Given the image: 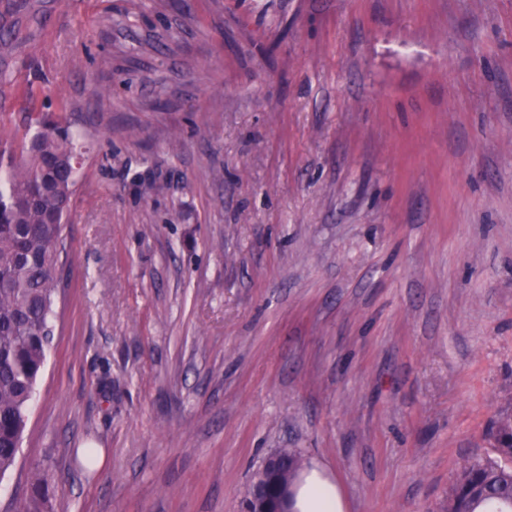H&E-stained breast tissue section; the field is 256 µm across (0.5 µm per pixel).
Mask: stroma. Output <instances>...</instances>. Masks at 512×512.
<instances>
[{
    "label": "stroma",
    "instance_id": "stroma-1",
    "mask_svg": "<svg viewBox=\"0 0 512 512\" xmlns=\"http://www.w3.org/2000/svg\"><path fill=\"white\" fill-rule=\"evenodd\" d=\"M33 3L0 141L88 149L0 512H242L282 448L445 512L512 396V0ZM50 474L47 468L36 465L32 471L31 491L20 498L16 504L15 512H49L47 510Z\"/></svg>",
    "mask_w": 512,
    "mask_h": 512
}]
</instances>
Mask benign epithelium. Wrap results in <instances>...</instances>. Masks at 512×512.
<instances>
[{
	"mask_svg": "<svg viewBox=\"0 0 512 512\" xmlns=\"http://www.w3.org/2000/svg\"><path fill=\"white\" fill-rule=\"evenodd\" d=\"M292 484L288 469L280 465V455H267L250 486L246 512H291Z\"/></svg>",
	"mask_w": 512,
	"mask_h": 512,
	"instance_id": "1",
	"label": "benign epithelium"
}]
</instances>
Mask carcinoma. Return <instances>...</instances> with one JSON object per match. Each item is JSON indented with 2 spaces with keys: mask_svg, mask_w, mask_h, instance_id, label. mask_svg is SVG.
Segmentation results:
<instances>
[{
  "mask_svg": "<svg viewBox=\"0 0 512 512\" xmlns=\"http://www.w3.org/2000/svg\"><path fill=\"white\" fill-rule=\"evenodd\" d=\"M20 34L19 20L0 13V56L12 55ZM80 155L79 138L47 117L0 149V477L16 465L54 336ZM487 437L491 452L463 464L448 512H512V402L498 411ZM49 479L48 469L36 466L15 512H48Z\"/></svg>",
  "mask_w": 512,
  "mask_h": 512,
  "instance_id": "cac0c4a2",
  "label": "carcinoma"
}]
</instances>
